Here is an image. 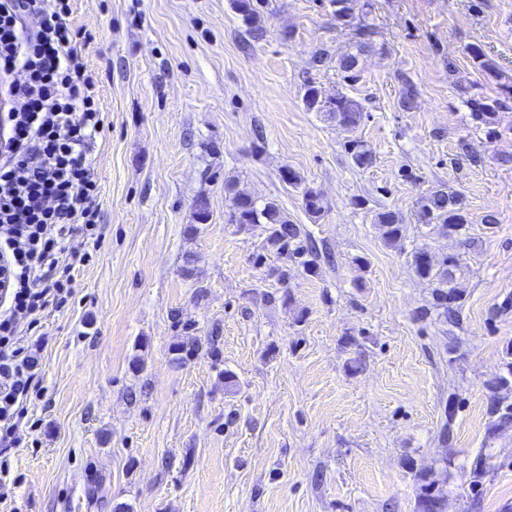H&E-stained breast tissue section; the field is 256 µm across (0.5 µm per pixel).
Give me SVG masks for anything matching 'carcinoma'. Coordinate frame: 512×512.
<instances>
[{"label":"carcinoma","instance_id":"obj_1","mask_svg":"<svg viewBox=\"0 0 512 512\" xmlns=\"http://www.w3.org/2000/svg\"><path fill=\"white\" fill-rule=\"evenodd\" d=\"M336 7L337 19L343 26H349L354 30L357 48L362 49L370 44L375 30L368 24L353 23V16L347 0H331ZM236 11L242 16L243 21L249 25L259 20V4L257 0H233ZM465 53L472 64L487 76L497 78L500 70L497 63L476 44L465 47ZM336 61V67L349 74L350 79H355L358 65L357 55L346 51L336 56H331L329 51L323 49L315 58V62L325 64ZM457 91L462 98V103L469 109L472 122L480 127L489 128L497 123L498 113L508 109L507 102L500 98L478 97L470 92L466 86H458ZM304 104L309 111L325 112L336 123L349 131H353L363 118V107L354 98L339 93L331 107H326L322 102L321 91L314 85H308L303 97ZM345 149L350 154L355 165L367 167L372 164V156L365 149L364 144L356 139H350L345 143ZM224 190L228 193L229 212L228 223L241 225H255L264 228V249L276 252L285 265L280 268L281 279H288V263L299 264L304 270L312 271L316 266L315 259L304 246L302 237L306 236L300 225L293 223L279 205L274 201L258 203L246 193L234 189L231 182L224 183ZM303 201L307 213L316 218L324 212L323 199L320 193L307 188L303 192ZM416 218L420 224H441L449 227L457 233L466 224L470 223L464 197L457 192H449L443 188L431 191L421 196L417 201ZM375 223L379 224L386 243L392 244L401 238L404 224L399 213L387 209L376 214ZM414 268L418 276L433 282L434 306L439 309V315L450 323L456 320V309L453 307L460 298L458 288L453 285V268L457 267V260L453 256H444L440 260L430 257L426 248H421L414 254ZM174 351L178 359H188L205 354L213 360H218L220 351L216 345V339L210 338L203 343L196 337H190L177 343ZM492 413L498 415L494 426L503 428L512 423V406H504L500 400H495L492 405ZM417 512H443L442 497L435 492L433 482L428 480V475L418 473L416 475Z\"/></svg>","mask_w":512,"mask_h":512}]
</instances>
